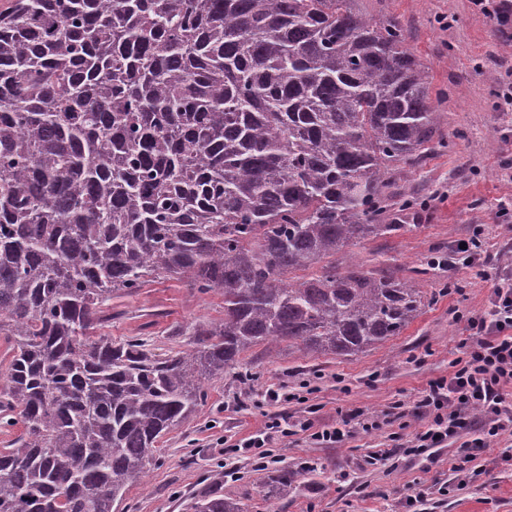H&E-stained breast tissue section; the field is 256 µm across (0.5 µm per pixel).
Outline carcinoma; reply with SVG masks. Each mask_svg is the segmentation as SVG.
Returning <instances> with one entry per match:
<instances>
[{
	"label": "carcinoma",
	"instance_id": "1",
	"mask_svg": "<svg viewBox=\"0 0 512 512\" xmlns=\"http://www.w3.org/2000/svg\"><path fill=\"white\" fill-rule=\"evenodd\" d=\"M353 0H10L0 10V512H116L242 353L353 355L425 306L334 260L420 214L448 147L401 26ZM330 259L319 274L292 273ZM150 279L224 293L188 348L98 333ZM195 512H243L209 495Z\"/></svg>",
	"mask_w": 512,
	"mask_h": 512
}]
</instances>
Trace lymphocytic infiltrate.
Returning <instances> with one entry per match:
<instances>
[{
  "label": "lymphocytic infiltrate",
  "mask_w": 512,
  "mask_h": 512,
  "mask_svg": "<svg viewBox=\"0 0 512 512\" xmlns=\"http://www.w3.org/2000/svg\"><path fill=\"white\" fill-rule=\"evenodd\" d=\"M465 335L456 348L446 376L430 382L416 408L427 420L406 444L408 452L441 448L465 430L473 431L471 453L452 463L460 485L481 474L477 456L491 453L494 444L512 436V277L495 279L484 310L465 319ZM379 416L356 411L333 427L315 429L306 417L267 422L263 431L240 441L243 451L267 447L275 436L310 433L321 445L342 442L352 432L380 428Z\"/></svg>",
  "instance_id": "lymphocytic-infiltrate-1"
}]
</instances>
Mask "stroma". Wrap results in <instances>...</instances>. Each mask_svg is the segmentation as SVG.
<instances>
[{
    "label": "stroma",
    "instance_id": "35a3bbf8",
    "mask_svg": "<svg viewBox=\"0 0 512 512\" xmlns=\"http://www.w3.org/2000/svg\"><path fill=\"white\" fill-rule=\"evenodd\" d=\"M354 7L374 21L402 27L429 72L448 147L397 181L400 190L426 203L417 227L349 247L343 260L398 276L424 269L426 304L401 335L355 355L305 356L285 344L272 354L261 346L245 351L239 370L207 382L196 412L162 439L155 467L129 489L119 512H194L193 503L212 491L242 504L244 512H400L410 487L437 481L450 484V493L423 498L415 512H512V461L487 464L477 482L456 488L450 466L467 454L470 434L418 455L401 448L426 423L414 406L431 380L447 375L464 334V314L485 307L488 277L512 273L506 263L512 217L502 212L512 204V111L498 96L501 80L512 72V22L503 30L485 22L471 0H354ZM476 224L489 251L484 267L427 268L431 255L452 256ZM452 281L461 292L449 291ZM223 316L219 293H197L182 280L151 281L135 294L114 296L100 332L116 341L144 336L164 352L186 346L175 328ZM245 373L250 381H242ZM305 381L313 388L316 426L336 424L351 411L384 415L396 408L409 426L394 421L360 431L337 448L315 444L302 432L278 437L269 445L273 462L265 468L251 454H233V446L263 430L268 418L302 413V406L266 400L267 390ZM219 441L232 452L237 478L224 475ZM382 449L389 457L369 464V456ZM281 468L303 470L295 491L270 489L271 476Z\"/></svg>",
    "mask_w": 512,
    "mask_h": 512
}]
</instances>
